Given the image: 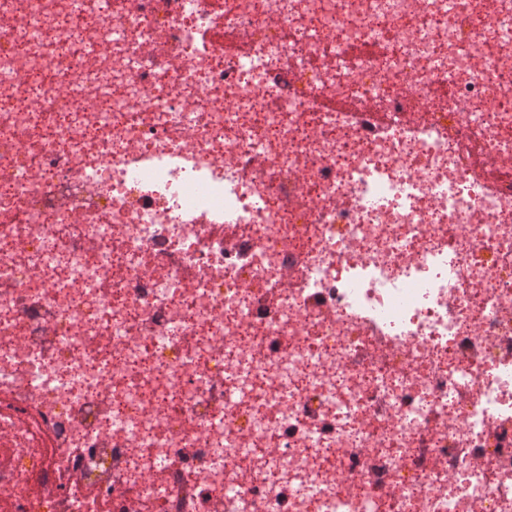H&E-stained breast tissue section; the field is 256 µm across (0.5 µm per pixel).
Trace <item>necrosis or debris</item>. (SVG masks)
<instances>
[{
  "label": "necrosis or debris",
  "instance_id": "1",
  "mask_svg": "<svg viewBox=\"0 0 512 512\" xmlns=\"http://www.w3.org/2000/svg\"><path fill=\"white\" fill-rule=\"evenodd\" d=\"M0 512H512V0H0Z\"/></svg>",
  "mask_w": 512,
  "mask_h": 512
}]
</instances>
